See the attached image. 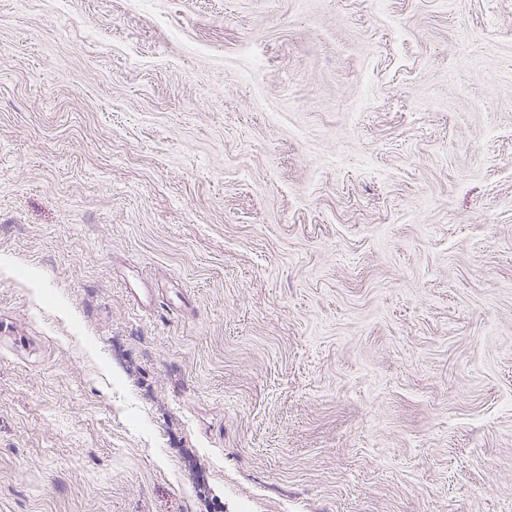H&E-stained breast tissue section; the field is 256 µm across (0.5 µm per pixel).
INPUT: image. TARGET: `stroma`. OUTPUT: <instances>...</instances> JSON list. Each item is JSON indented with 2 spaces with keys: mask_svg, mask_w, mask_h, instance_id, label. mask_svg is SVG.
Masks as SVG:
<instances>
[{
  "mask_svg": "<svg viewBox=\"0 0 512 512\" xmlns=\"http://www.w3.org/2000/svg\"><path fill=\"white\" fill-rule=\"evenodd\" d=\"M0 512H512V0H0Z\"/></svg>",
  "mask_w": 512,
  "mask_h": 512,
  "instance_id": "1",
  "label": "stroma"
}]
</instances>
